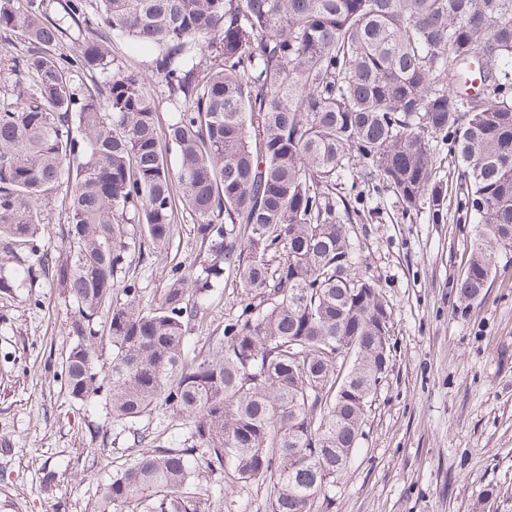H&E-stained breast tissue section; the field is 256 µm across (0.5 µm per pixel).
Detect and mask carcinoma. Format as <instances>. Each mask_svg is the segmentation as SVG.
<instances>
[{
    "label": "carcinoma",
    "instance_id": "1",
    "mask_svg": "<svg viewBox=\"0 0 512 512\" xmlns=\"http://www.w3.org/2000/svg\"><path fill=\"white\" fill-rule=\"evenodd\" d=\"M44 2L0 0V32L27 43L0 108V290L66 288L73 402L102 398L130 424L163 406L191 424L181 447L133 429L141 450L103 487L104 510L204 512L190 488L205 469L268 484L270 512H313L389 362L391 313L347 227L365 214L359 184L446 224L448 153L457 221L474 225L462 303L512 253V0H96L94 19L86 0H61L58 19ZM73 26L80 50L61 60ZM114 39L150 53L148 72L113 56ZM80 72L102 80L81 86ZM156 79L174 112L162 133ZM59 190L62 260L40 243ZM178 202L203 252L145 307L117 271L138 237L168 249ZM230 273L245 304L189 359Z\"/></svg>",
    "mask_w": 512,
    "mask_h": 512
}]
</instances>
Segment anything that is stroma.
<instances>
[{
    "instance_id": "35a3bbf8",
    "label": "stroma",
    "mask_w": 512,
    "mask_h": 512,
    "mask_svg": "<svg viewBox=\"0 0 512 512\" xmlns=\"http://www.w3.org/2000/svg\"><path fill=\"white\" fill-rule=\"evenodd\" d=\"M373 210L350 226L361 271L392 312L390 361L370 398L364 436L316 512H512V261L482 300L461 305L473 227L434 224L427 208L402 219L389 192L364 186ZM193 214L179 210L167 253L142 242L131 275L156 304L175 270L200 252ZM245 295L236 279L211 294L195 331L208 355ZM73 310L50 280L0 292V512H102V488L139 453L130 426L104 400H70L55 374L73 338ZM137 428L165 443L189 436L187 421L157 410ZM197 491L208 512H268L270 488L225 489L208 473Z\"/></svg>"
}]
</instances>
